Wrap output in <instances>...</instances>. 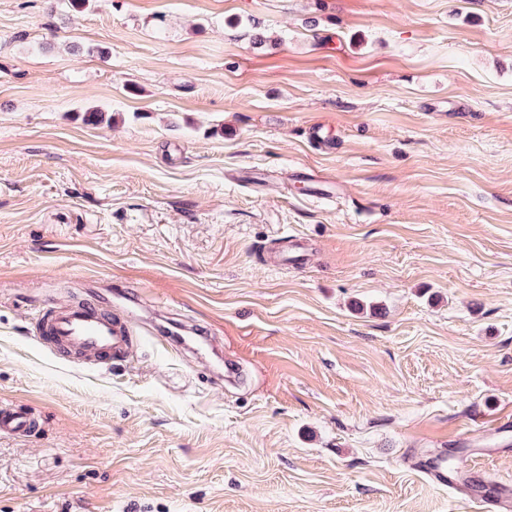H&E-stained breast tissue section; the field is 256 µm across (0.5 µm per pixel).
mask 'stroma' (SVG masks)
Wrapping results in <instances>:
<instances>
[{"label": "stroma", "mask_w": 512, "mask_h": 512, "mask_svg": "<svg viewBox=\"0 0 512 512\" xmlns=\"http://www.w3.org/2000/svg\"><path fill=\"white\" fill-rule=\"evenodd\" d=\"M1 401L0 512H504L512 0H0ZM35 334L46 347L92 368H112L125 361L134 335L129 319L91 301L76 305L48 303ZM38 421L23 405L0 403V434L27 436L36 432Z\"/></svg>", "instance_id": "stroma-1"}]
</instances>
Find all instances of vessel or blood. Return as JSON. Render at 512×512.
Instances as JSON below:
<instances>
[{"label":"vessel or blood","instance_id":"1","mask_svg":"<svg viewBox=\"0 0 512 512\" xmlns=\"http://www.w3.org/2000/svg\"><path fill=\"white\" fill-rule=\"evenodd\" d=\"M35 334L46 347L92 368L125 361L133 344L130 320L90 301L47 304ZM36 426V418L24 406L0 403V434L27 436Z\"/></svg>","mask_w":512,"mask_h":512}]
</instances>
